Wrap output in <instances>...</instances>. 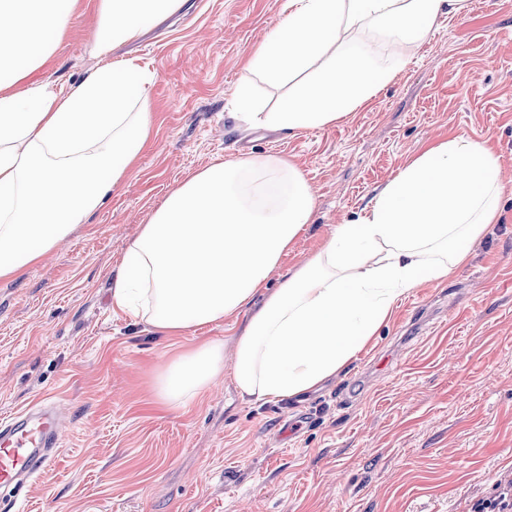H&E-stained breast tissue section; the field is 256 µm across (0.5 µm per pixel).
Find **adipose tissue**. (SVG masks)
I'll use <instances>...</instances> for the list:
<instances>
[{
	"mask_svg": "<svg viewBox=\"0 0 512 512\" xmlns=\"http://www.w3.org/2000/svg\"><path fill=\"white\" fill-rule=\"evenodd\" d=\"M182 0H92L97 66L62 88L44 77L79 0H0V279L16 280L88 223L131 175L154 128L155 74L113 51ZM470 0H286L247 59L241 119L295 134L328 128L398 73L373 48L419 46ZM370 32L372 44L347 37ZM288 93L258 109L253 81ZM502 163L488 141L457 134L426 145L354 219L336 225L277 288L272 272L314 220L316 196L277 154L215 160L170 192L126 250L112 304L180 336L235 313L247 319L225 354L199 337L155 377L158 401L185 405L231 378L246 402L319 389L354 360L412 288L445 281L467 243L497 223Z\"/></svg>",
	"mask_w": 512,
	"mask_h": 512,
	"instance_id": "obj_1",
	"label": "adipose tissue"
}]
</instances>
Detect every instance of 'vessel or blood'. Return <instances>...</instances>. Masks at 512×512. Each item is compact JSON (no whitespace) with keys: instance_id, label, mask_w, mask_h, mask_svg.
I'll list each match as a JSON object with an SVG mask.
<instances>
[{"instance_id":"1","label":"vessel or blood","mask_w":512,"mask_h":512,"mask_svg":"<svg viewBox=\"0 0 512 512\" xmlns=\"http://www.w3.org/2000/svg\"><path fill=\"white\" fill-rule=\"evenodd\" d=\"M57 405L20 409L0 419V497L21 495L57 453Z\"/></svg>"}]
</instances>
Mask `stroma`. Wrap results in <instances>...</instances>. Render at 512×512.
Wrapping results in <instances>:
<instances>
[{
    "instance_id": "35a3bbf8",
    "label": "stroma",
    "mask_w": 512,
    "mask_h": 512,
    "mask_svg": "<svg viewBox=\"0 0 512 512\" xmlns=\"http://www.w3.org/2000/svg\"><path fill=\"white\" fill-rule=\"evenodd\" d=\"M283 0H185L116 51L151 62L150 146L132 175L21 280H0V415L49 400L61 450L22 512H463L512 469V0H472L402 60L394 82L335 126L294 135L232 119L243 63ZM88 0L45 76L97 61ZM487 139L509 183L501 217L448 281L421 283L321 388L246 403L232 383L172 409L152 381L192 334L151 331L112 305L130 241L182 181L225 156L294 159L316 195L284 258L307 260L425 147Z\"/></svg>"
}]
</instances>
